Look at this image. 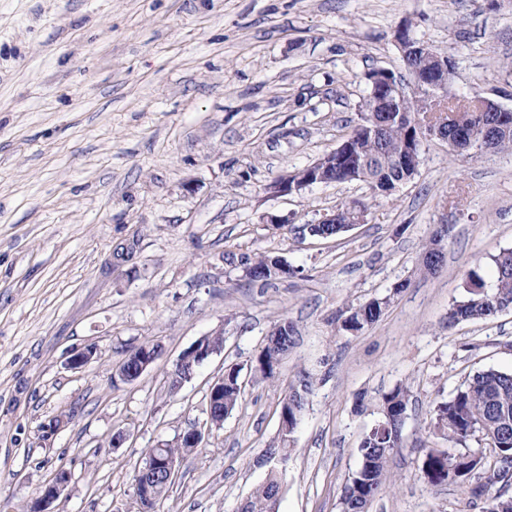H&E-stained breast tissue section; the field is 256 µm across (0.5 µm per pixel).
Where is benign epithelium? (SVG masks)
I'll list each match as a JSON object with an SVG mask.
<instances>
[{"mask_svg": "<svg viewBox=\"0 0 512 512\" xmlns=\"http://www.w3.org/2000/svg\"><path fill=\"white\" fill-rule=\"evenodd\" d=\"M397 43L399 48H404L411 53L416 63L417 77L402 83L399 79L392 78L390 70L378 69L373 74H367V79L371 82V98L375 101L374 111L376 112H389L395 103L408 99L419 102V113L415 114L414 118L417 138L415 144L408 149L406 156L401 159L402 164L410 166L415 173L420 162L419 146L424 139L436 137L448 142L451 147H456L452 136L445 132L441 123L429 121L432 113L447 111L448 75L453 69V63L447 57L438 55L427 44L410 38L404 29L401 30ZM321 164L322 161L318 159L307 167L277 180L269 188V192L280 196L302 194L306 188L323 180ZM223 343L224 340L220 334L204 336L184 350L174 364V368L183 372V380L176 383V387L179 388L190 381L199 366L213 352L221 349ZM157 352H161L160 344L153 342L144 344L143 353L126 367L118 369L119 378L123 381L137 379L153 363ZM177 460L176 456L160 455L153 451L147 455L141 467L142 474L148 478H160L171 482L176 475ZM68 483V472L57 471L37 492L27 512H53L52 504L60 497Z\"/></svg>", "mask_w": 512, "mask_h": 512, "instance_id": "1", "label": "benign epithelium"}]
</instances>
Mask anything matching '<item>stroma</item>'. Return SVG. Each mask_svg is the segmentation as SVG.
Masks as SVG:
<instances>
[{
    "label": "stroma",
    "instance_id": "1",
    "mask_svg": "<svg viewBox=\"0 0 512 512\" xmlns=\"http://www.w3.org/2000/svg\"><path fill=\"white\" fill-rule=\"evenodd\" d=\"M404 26L453 61L449 101L512 111V0H0V512H24L61 468L71 480L54 512H141L147 449L191 428L201 443L157 512H238L273 470L278 512H341L360 442L398 386L403 445L368 512H486V498L430 485L421 468L424 449L458 450L430 433L433 408L478 371L512 372V311L446 325L470 272L493 281V256L512 249V153L432 138L387 198L362 182L267 191L351 133L368 71L403 73ZM351 201L366 223L308 235ZM442 224V265L423 273ZM264 255L294 275L250 281L245 261ZM399 283L377 324L340 331L348 307ZM285 319L296 344L269 383L254 364ZM219 331L223 349L169 391L182 351ZM149 341L160 357L114 380ZM231 367L241 394L217 427L210 387ZM304 376L283 458L280 403Z\"/></svg>",
    "mask_w": 512,
    "mask_h": 512
}]
</instances>
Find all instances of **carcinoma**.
Segmentation results:
<instances>
[{
    "mask_svg": "<svg viewBox=\"0 0 512 512\" xmlns=\"http://www.w3.org/2000/svg\"><path fill=\"white\" fill-rule=\"evenodd\" d=\"M372 100L367 98L362 104L360 123L355 125L351 135L356 137L355 146L361 161V177H351V171L329 167V178L335 183H348L355 180L365 182L370 189L380 195L395 190L410 180L409 174L400 166V157L410 139L416 135L411 127V117L415 104L407 100L397 106V111L387 113L384 123L378 124L381 113L372 112ZM476 105L463 108L447 107V110L461 115V129L466 134L480 135L486 127H492L493 139L484 144V149L497 152L512 151V112H477ZM495 281L488 285L477 273L470 274L471 288L468 297L448 312V326L460 322L483 320L499 313L512 310V249L504 250L493 257ZM273 258L261 257L247 263L248 273L262 270L267 280L281 278L275 270ZM402 282L394 289V294L382 298H373L348 310L341 322V329L350 333H359L380 321L389 307L393 295L407 288ZM290 330L297 334L295 325L284 320L274 327L269 338L276 339V346L263 347L256 357L255 371L261 378L273 382L278 377L281 358L286 354L287 336H274V333ZM239 371L231 369L224 373V403L212 408V417L221 420L235 407L240 395ZM303 390H291L285 394L280 411L286 417V425L281 428L282 448L278 452L288 456V438L299 424L305 405ZM408 390L396 387L384 394L380 402L381 413L395 416L407 411ZM387 425L384 433L374 432L364 436L360 446V466L351 482L345 487L341 499L342 512H365L366 498H375L386 480V465L394 449L402 447V423L382 419ZM430 428L433 433L448 437L462 445V450L453 455L441 448H428L424 455L422 470L427 481L438 486L446 481L467 488L473 496H483L500 483L504 486L512 481V372L494 368L478 371L457 388L446 403L436 405ZM471 438L498 445L501 457L494 464L487 465L486 460L476 459L467 447ZM136 494L142 512H155L157 504L168 492V487L159 480L145 483L135 479ZM281 483L272 472L266 481L256 488L245 500L241 512H277V503Z\"/></svg>",
    "mask_w": 512,
    "mask_h": 512,
    "instance_id": "cac0c4a2",
    "label": "carcinoma"
}]
</instances>
